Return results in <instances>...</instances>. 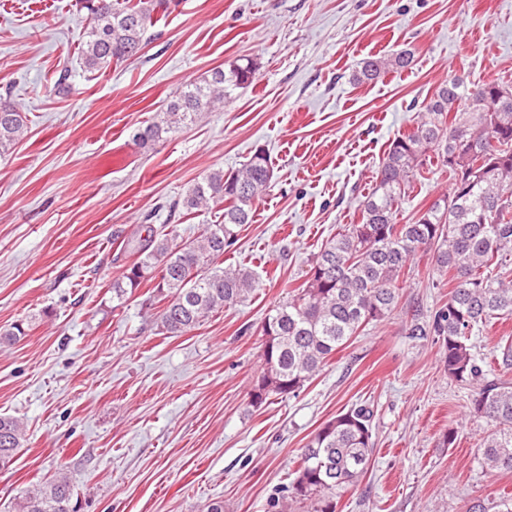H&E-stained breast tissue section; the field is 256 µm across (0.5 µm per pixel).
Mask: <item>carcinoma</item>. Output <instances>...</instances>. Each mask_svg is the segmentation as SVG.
I'll list each match as a JSON object with an SVG mask.
<instances>
[{"label":"carcinoma","mask_w":512,"mask_h":512,"mask_svg":"<svg viewBox=\"0 0 512 512\" xmlns=\"http://www.w3.org/2000/svg\"><path fill=\"white\" fill-rule=\"evenodd\" d=\"M90 14L81 47L89 71L133 57L147 26L167 17V0H84ZM412 53L369 58L356 75L372 81L387 71L411 68ZM256 63L240 59L229 68L183 87L159 119L140 129L146 145L162 134L194 121L202 112L250 85ZM28 132L24 113L0 102V155ZM449 173L448 193L435 199L407 224L398 208L424 172ZM273 169L257 149L238 170H210L182 198L190 212L211 203L224 205V221L208 224L194 239L175 242L148 230L136 259L112 281V295H125L144 282L163 301L161 330L184 333L209 314L241 303L260 283L246 268L224 266V252L236 228L251 223L253 207L266 190ZM433 252V275H450L448 301L411 325L412 336H435L445 348L448 376L477 385L472 414L488 426L482 460L490 471H512V341L499 346L502 372L489 379L470 336L494 319L512 315V85L496 79L478 84L453 80L423 104L419 121L396 136L376 172L372 191L360 207V221L339 227L314 257L307 278L289 299L265 316L262 369L253 389L266 387L257 405L272 396L294 395L339 350L368 325L394 312L410 261ZM372 413L358 406L327 421L301 449L290 484L292 497L308 503V512H336V499L357 487L374 451ZM24 436L23 423L0 415V468L13 461ZM13 512H80L67 476L56 473L12 503Z\"/></svg>","instance_id":"cac0c4a2"}]
</instances>
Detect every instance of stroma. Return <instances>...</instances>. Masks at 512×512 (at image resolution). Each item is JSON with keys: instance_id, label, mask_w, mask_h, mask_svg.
Here are the masks:
<instances>
[{"instance_id": "stroma-1", "label": "stroma", "mask_w": 512, "mask_h": 512, "mask_svg": "<svg viewBox=\"0 0 512 512\" xmlns=\"http://www.w3.org/2000/svg\"><path fill=\"white\" fill-rule=\"evenodd\" d=\"M80 0H0V98L29 119L0 156V415L26 439L0 469V512L30 483L69 478L81 512H265L293 461L328 420L367 404L375 448L337 512H468L512 499V472L486 470L474 389L449 377L444 350L410 335L416 311L448 299L431 253L410 264L390 318L368 326L297 395L252 406L265 314L304 280L314 254L360 219L380 160L449 79L512 84V0H176L141 52L88 71ZM411 69L358 82L371 56ZM242 57L257 78L223 107L146 147L133 139L182 86ZM68 73L72 90L54 83ZM267 149L273 177L224 254L260 288L174 336L143 283L121 306L112 281L147 230L186 240L220 207L179 203L211 168ZM434 171L399 204V223L446 192ZM453 445L443 446L447 432Z\"/></svg>"}]
</instances>
